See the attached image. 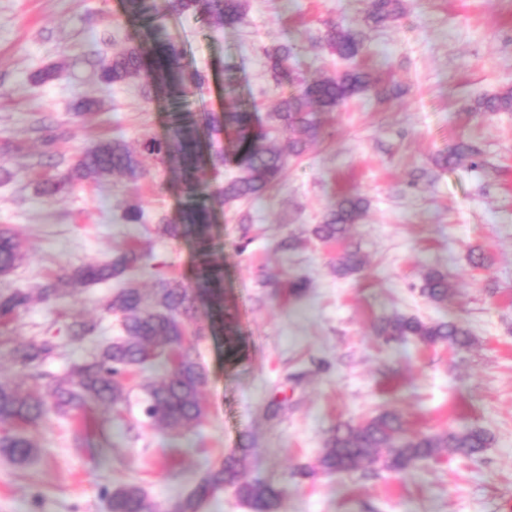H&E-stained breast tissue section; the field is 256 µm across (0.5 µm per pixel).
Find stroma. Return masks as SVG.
Wrapping results in <instances>:
<instances>
[{
  "label": "stroma",
  "mask_w": 512,
  "mask_h": 512,
  "mask_svg": "<svg viewBox=\"0 0 512 512\" xmlns=\"http://www.w3.org/2000/svg\"><path fill=\"white\" fill-rule=\"evenodd\" d=\"M368 2L250 0L243 25L217 30L163 16L189 69L206 77L197 108L221 111L229 65L243 97L272 111L281 89L264 51L277 44L294 47L305 78L345 69L321 41L332 23L363 31L360 64L399 93L359 96L322 113L319 140L289 160L276 191L218 210L215 259L224 265V303L236 315L244 355L230 364L223 337L192 339L190 351L208 373L206 418L172 435L144 417L136 385L119 411L91 405L67 421L48 417L27 431L37 445L28 462L0 455V512H108L106 492L125 484L170 512L210 464L240 448L248 452L247 478L285 488L280 512H512V112L472 108L478 97L512 87V0H406L404 15L386 26L368 21ZM146 38L123 0H0V164L13 174L0 181V225L14 228L26 251L0 277V290L110 260L134 236L151 253V268L131 272L144 288L162 278L189 282V242L155 230L159 219L179 216L178 172L143 157L138 196L148 222L125 224L121 179L43 194L53 168L40 162L44 147L31 131L38 116L60 125L52 151L67 163L102 139L119 136L136 149L162 135L167 101L146 100L139 83L108 87L97 77V61ZM50 66L57 78L36 82ZM85 99L97 108L71 122ZM461 139L478 148L476 164L435 168L433 157ZM355 192L370 205L347 244L365 267L342 278L332 268L337 246L312 229L334 197ZM286 238L298 247L279 250ZM473 249L485 253L486 267L470 265ZM430 268L448 274L444 304L418 293ZM289 276L309 280L303 296L273 288ZM115 287L111 280L34 301L0 326V381L41 390L89 357L93 342L67 340L73 316L96 321L100 336H118V319L100 312ZM394 313L462 322L474 342L459 352L384 343L373 325ZM38 338L62 348L35 381L10 349ZM387 409L411 433L478 426L493 443L472 459L445 453L399 474L369 467L296 476L337 422Z\"/></svg>",
  "instance_id": "stroma-1"
}]
</instances>
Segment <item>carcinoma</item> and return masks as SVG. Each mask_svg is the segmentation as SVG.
<instances>
[{"label": "carcinoma", "mask_w": 512, "mask_h": 512, "mask_svg": "<svg viewBox=\"0 0 512 512\" xmlns=\"http://www.w3.org/2000/svg\"><path fill=\"white\" fill-rule=\"evenodd\" d=\"M164 4L165 11L191 13L211 28L239 26L249 11V0H164ZM124 9L130 20L149 27L160 13L158 0H124ZM404 11L403 0H370L367 18L376 25H386ZM322 41L335 55L349 61L356 60L364 48L362 32L349 26L328 27ZM293 55L294 48L288 44L267 52L272 78L277 85L289 89L276 110L268 113L271 128L286 135L287 150L269 140L256 103L240 97L229 81L224 84V111L179 108L169 115L167 136L144 139L138 152L119 139L100 141L44 183L43 192L48 195L67 193L78 182H98L115 174L135 186L146 176L142 154L176 169L181 179L180 215L176 222L161 219L159 230L165 236L191 243L192 277L188 285L163 280L154 292L145 293L135 279L123 277L150 257V252L138 248H130L109 262H88L73 270L70 280L76 285L119 280V287L101 303V310L119 318L121 335L99 341L90 358L72 364L65 376L52 379L43 391L0 381V448L14 461L25 463L35 452L36 444L26 434L28 426L50 414L70 416L90 404L120 408L128 398L126 376L155 361L160 363L163 374L140 383L146 395L144 416L175 434L207 416L200 399L207 371L191 354L182 352L187 322L196 323V336L224 335L227 359L239 354L234 316L224 309V266L214 259L216 211L235 202L267 196L281 182L288 158L302 155L321 136L320 113L334 112L357 96L372 93L385 99L392 92L371 71L360 67L307 80L291 67ZM183 59L184 51L177 42L156 38L151 43L129 44L112 59L99 61L97 74L106 86L139 82L147 100L160 94L175 101L186 100L200 91L205 78L187 69ZM474 111L512 112V88L477 100ZM36 131L48 148L61 137L58 127L42 120ZM476 156L477 149L460 140L439 152L433 164L448 170L468 160L475 166ZM225 166L234 167L237 175L219 184L201 179L205 171L217 173ZM367 209L366 198L341 195L329 206L313 235L324 243L341 241ZM122 219L127 224H143L144 210L131 200L125 205ZM22 258L18 234L1 225L0 276L9 274ZM363 264L358 250L346 249L336 257L335 272L349 277L358 273ZM280 287L284 288V296L297 298L309 288V281L293 276ZM450 291L448 274L438 269L423 274L419 292L429 302L445 303ZM35 297L50 301L60 297V291L56 284L47 283L35 294L20 288L0 294V319L12 317ZM202 303L208 304L210 311L201 323L197 317ZM69 331L74 342L93 340L96 325L76 318ZM375 333L387 342L413 339L425 346L446 345L453 350L473 344L470 330L458 322L423 321L401 314L380 318ZM58 354L59 345L49 339L34 340L14 349L15 358L38 377L43 376L40 368L44 363ZM491 444V435L479 427L409 436L401 417L385 410L357 424L344 422L330 428L315 466H301L298 472L303 476L317 470L324 474H350L364 467H377L401 473L444 451L473 458ZM245 467V450L225 455L202 473L196 486L175 503L172 512H200L210 496L226 487L233 488L251 512H279L284 491L267 480L246 479ZM108 507L110 512H154L153 504L136 484L113 490Z\"/></svg>", "instance_id": "obj_1"}]
</instances>
